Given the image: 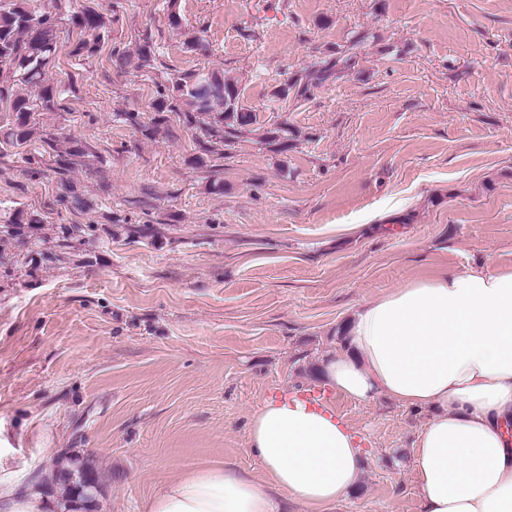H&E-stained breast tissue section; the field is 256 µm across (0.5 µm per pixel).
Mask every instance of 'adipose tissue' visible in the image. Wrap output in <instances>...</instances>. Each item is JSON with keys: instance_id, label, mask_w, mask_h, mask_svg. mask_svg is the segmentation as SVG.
Wrapping results in <instances>:
<instances>
[{"instance_id": "adipose-tissue-1", "label": "adipose tissue", "mask_w": 512, "mask_h": 512, "mask_svg": "<svg viewBox=\"0 0 512 512\" xmlns=\"http://www.w3.org/2000/svg\"><path fill=\"white\" fill-rule=\"evenodd\" d=\"M328 384L432 413L413 454L419 512H512V268L445 271L360 307ZM249 449L269 478L223 466L167 484L143 512H280V497L329 512L361 472V450L332 413L290 397L253 416Z\"/></svg>"}]
</instances>
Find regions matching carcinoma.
I'll return each mask as SVG.
<instances>
[{"label":"carcinoma","mask_w":512,"mask_h":512,"mask_svg":"<svg viewBox=\"0 0 512 512\" xmlns=\"http://www.w3.org/2000/svg\"><path fill=\"white\" fill-rule=\"evenodd\" d=\"M73 26L88 33L73 45L76 56H93L104 44L105 22L101 12L93 6L86 7L71 18ZM56 19L49 13L36 14L26 0H0V102L8 101L10 119L5 142L13 146H25L33 141L54 158V172L59 175L61 192L59 205L69 210H85L88 201L77 193L68 174L88 154L87 147L70 138L66 146L43 127L37 119L40 111L59 108L57 89L48 83L46 74L58 53ZM363 45L355 40L347 54L339 60H324L311 68L313 79L321 82L335 74L339 65L347 67ZM156 57L152 43L144 40L138 49V68L156 69ZM26 87V93H13L14 82ZM312 82L296 78L282 84L275 95L283 100L290 97L300 100L308 97ZM152 123L155 126L169 121L176 115L182 124L202 134L198 139L201 154L192 163L205 165L204 155L212 152L213 145L227 143L250 130L257 123V115L244 107L237 84L216 73H189L167 79V85L158 90L151 104ZM44 221L35 210L17 209L6 224H0V241H14L16 246L39 254L42 260H53L57 254L39 250L45 241L42 236ZM91 225L57 224L53 228L56 246L70 248L79 238L89 234ZM98 482V472L88 461L63 453L57 467L50 475L48 487L62 490L63 512H88L84 507L85 485Z\"/></svg>","instance_id":"cac0c4a2"}]
</instances>
